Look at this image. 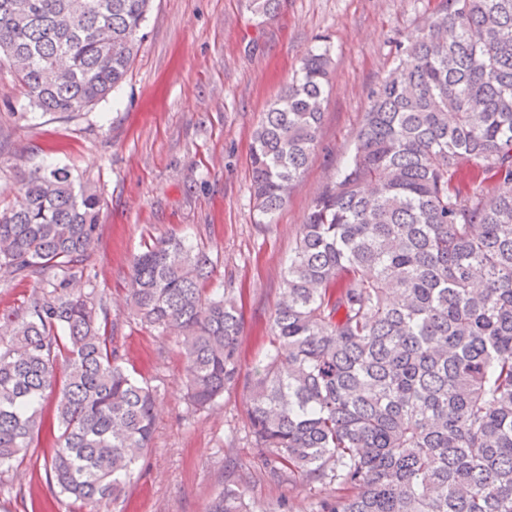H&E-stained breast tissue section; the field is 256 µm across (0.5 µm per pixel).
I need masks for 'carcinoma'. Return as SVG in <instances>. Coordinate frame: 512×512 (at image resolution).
<instances>
[{
	"instance_id": "cac0c4a2",
	"label": "carcinoma",
	"mask_w": 512,
	"mask_h": 512,
	"mask_svg": "<svg viewBox=\"0 0 512 512\" xmlns=\"http://www.w3.org/2000/svg\"><path fill=\"white\" fill-rule=\"evenodd\" d=\"M281 0H251L259 17ZM150 0H0V57L43 112H78L125 79ZM329 50L264 113L250 163L258 223L285 204L317 144ZM102 197L65 167L20 178L0 209V279L52 272L0 344V468L26 456L54 396L59 493L98 512L151 448L156 393L123 366L75 269ZM209 251L145 246L129 306L177 334L189 399L241 389L278 482L336 485L312 512H512V0H448L370 95L345 168L288 255L268 347L242 369L237 299L209 294ZM65 355L63 376L58 356ZM209 512H247L226 487Z\"/></svg>"
}]
</instances>
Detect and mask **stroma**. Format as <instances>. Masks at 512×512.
Wrapping results in <instances>:
<instances>
[{"mask_svg": "<svg viewBox=\"0 0 512 512\" xmlns=\"http://www.w3.org/2000/svg\"><path fill=\"white\" fill-rule=\"evenodd\" d=\"M441 0H283L272 16L249 0H152L145 37L123 83L70 115L30 106L13 66L0 59V206L22 173L43 164L95 182L98 241L78 284L106 308L124 366L157 391L152 447L117 501L99 512H208L225 485L250 512H311L335 485H282L265 476L240 391L191 406L177 337L142 325L127 306L132 260L146 243L189 234L216 262L212 287L241 297L244 371L263 354L288 255L314 200L351 155L369 92L390 73L397 42L419 33ZM326 44L330 86L318 146L272 223L254 210L250 148L263 115ZM40 278L0 281V318H24ZM0 469V512H84L58 493L40 458Z\"/></svg>", "mask_w": 512, "mask_h": 512, "instance_id": "1", "label": "stroma"}]
</instances>
